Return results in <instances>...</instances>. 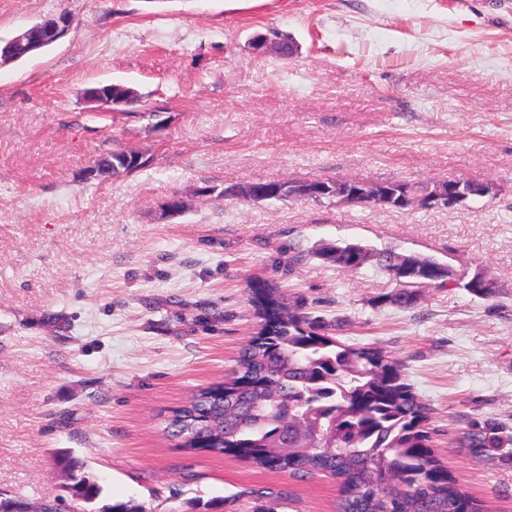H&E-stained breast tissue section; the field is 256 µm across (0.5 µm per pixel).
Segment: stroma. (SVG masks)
I'll return each mask as SVG.
<instances>
[{
  "instance_id": "35a3bbf8",
  "label": "stroma",
  "mask_w": 512,
  "mask_h": 512,
  "mask_svg": "<svg viewBox=\"0 0 512 512\" xmlns=\"http://www.w3.org/2000/svg\"><path fill=\"white\" fill-rule=\"evenodd\" d=\"M69 33L0 67V499L62 494L86 462L149 512H336L321 474L179 448L164 421L258 329L252 285L402 363L434 452L481 512H512V0H0V40ZM279 35L289 56L256 55ZM132 88L150 117L86 103ZM145 165L104 183L113 149ZM477 179L490 197L392 210L222 197L247 181ZM181 195L186 209L168 215ZM450 264L401 307L333 244ZM484 271L481 298L462 278ZM497 448L469 446L472 434ZM71 26V17L66 14L45 18L15 35L11 41V47L23 53L36 51L45 45L56 43L68 32ZM34 28L40 29L44 33L43 38L39 41H35L33 38Z\"/></svg>"
}]
</instances>
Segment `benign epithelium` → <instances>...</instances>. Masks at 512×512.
Instances as JSON below:
<instances>
[{"label":"benign epithelium","mask_w":512,"mask_h":512,"mask_svg":"<svg viewBox=\"0 0 512 512\" xmlns=\"http://www.w3.org/2000/svg\"><path fill=\"white\" fill-rule=\"evenodd\" d=\"M71 17L60 14L48 17L34 27L25 29L14 36L11 47L23 53L33 52L45 45H51L60 40L71 28ZM109 105L129 107L132 99L119 85L108 86ZM330 185L336 188L332 198L339 204H355L357 198L363 197L370 204L381 207H399L402 209H432L442 206H456L471 197H484L493 193L494 187L487 182L462 180L458 184H448L446 180L434 181L426 185V189L416 193H406L402 196L387 190V184L367 185L358 181H332ZM321 181H306L299 184L286 183L278 188V197L296 200H321ZM273 190L264 188L257 182L235 186L233 198L248 202H263L272 199Z\"/></svg>","instance_id":"1"}]
</instances>
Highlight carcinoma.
I'll use <instances>...</instances> for the list:
<instances>
[{
  "label": "carcinoma",
  "mask_w": 512,
  "mask_h": 512,
  "mask_svg": "<svg viewBox=\"0 0 512 512\" xmlns=\"http://www.w3.org/2000/svg\"><path fill=\"white\" fill-rule=\"evenodd\" d=\"M120 148L93 161L100 180L138 167ZM397 301L429 279L409 267ZM261 327L222 382L191 395L172 412L170 436L181 447L240 454L252 466L293 476L321 473L339 487L337 512H478L438 461L427 407L405 383L400 362L383 350L346 345L307 322L275 288H251ZM103 488L75 475L71 496L89 505Z\"/></svg>",
  "instance_id": "obj_1"
}]
</instances>
